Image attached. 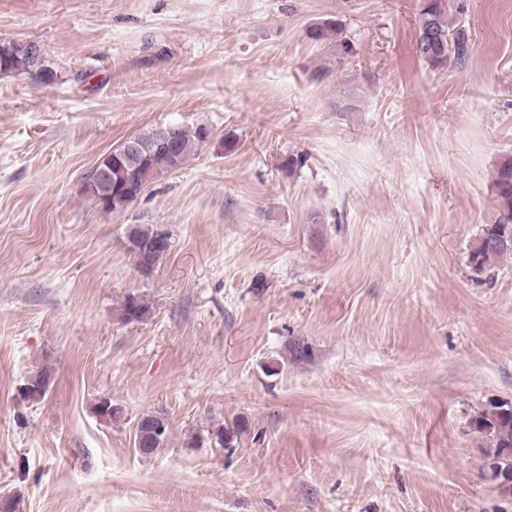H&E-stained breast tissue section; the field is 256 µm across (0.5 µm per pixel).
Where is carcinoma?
Masks as SVG:
<instances>
[{"label":"carcinoma","mask_w":512,"mask_h":512,"mask_svg":"<svg viewBox=\"0 0 512 512\" xmlns=\"http://www.w3.org/2000/svg\"><path fill=\"white\" fill-rule=\"evenodd\" d=\"M432 32L437 41L427 52L416 50L417 55L428 65L438 68L461 62L469 48L468 30L456 23L450 11L449 0H422L417 39L423 40L424 33ZM307 37L314 43L336 42L343 55L353 52L350 42L342 38L340 24L326 19L311 26ZM34 63L25 49L16 46L0 47V75L26 74L44 86H54L64 82V75L51 64H46L40 73L32 72ZM211 129L199 124L191 129L176 126L174 145L167 147L158 139V129L133 136L138 142V152L128 155L117 147L104 156L112 174V191H130V201L139 199L151 181L159 175L179 169L189 156L202 144ZM495 205L488 224L475 239L470 252L472 268L483 271L494 261L512 255V154L501 158L491 185ZM162 224H132L128 234L129 249L134 255L136 267L143 275L158 267L169 248H155V243L163 235ZM150 307L143 296L129 293L122 303V317L130 322H140L147 318ZM284 349L290 361L299 362L309 357V349L301 339L290 338ZM51 385L48 370L31 375L18 395L27 403L44 400ZM94 413L102 419L112 420L121 413V408L112 403V398L101 397L94 405ZM473 428L490 441L483 449L487 459V475L498 483L506 475L512 474V403L492 399L472 420ZM167 419L159 414L147 413L136 426L134 444L138 452L149 456L163 447L167 435Z\"/></svg>","instance_id":"cac0c4a2"}]
</instances>
